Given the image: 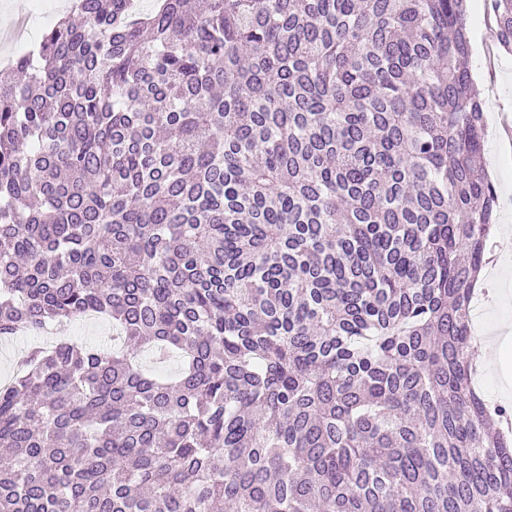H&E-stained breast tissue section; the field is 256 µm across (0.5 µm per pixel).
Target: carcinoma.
Wrapping results in <instances>:
<instances>
[{
  "instance_id": "obj_1",
  "label": "carcinoma",
  "mask_w": 512,
  "mask_h": 512,
  "mask_svg": "<svg viewBox=\"0 0 512 512\" xmlns=\"http://www.w3.org/2000/svg\"><path fill=\"white\" fill-rule=\"evenodd\" d=\"M197 2L73 0L0 68V341L124 343L0 383V512H512L466 0ZM63 334L89 345H121L120 340L117 337L114 339L112 336V324L100 318H83L72 322L65 327ZM477 361L480 374L475 377V384L484 396L494 402L512 403V382L511 385L506 386L485 370L483 373L478 358Z\"/></svg>"
}]
</instances>
